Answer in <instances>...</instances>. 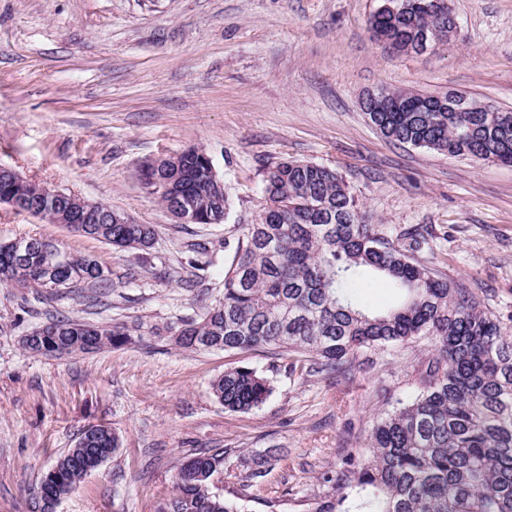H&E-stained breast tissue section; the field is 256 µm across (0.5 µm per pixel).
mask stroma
<instances>
[{
	"instance_id": "1",
	"label": "stroma",
	"mask_w": 512,
	"mask_h": 512,
	"mask_svg": "<svg viewBox=\"0 0 512 512\" xmlns=\"http://www.w3.org/2000/svg\"><path fill=\"white\" fill-rule=\"evenodd\" d=\"M448 3L457 29L447 43L396 54L367 26L383 0H0V164L156 229L151 248L120 251L0 206V240L53 241L98 260L112 282L96 304L0 287V512H37L33 487L100 424L119 450L55 512H157L180 465L208 448L225 449L216 490L244 512H309L325 494L320 474L363 447L387 399L408 391L423 340L338 382L289 369L272 350H186L171 336L222 298L266 169L281 159L336 168L371 223L423 228L436 268L486 311L512 315V167L390 142L361 106L390 88L512 109V0ZM189 147L224 181V223H177L139 177L143 162ZM197 243L209 249L201 270ZM51 313L124 325L132 341L23 350ZM240 364L273 392L230 413L211 384ZM271 450L280 459L262 485L242 490L247 460Z\"/></svg>"
}]
</instances>
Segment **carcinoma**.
<instances>
[{"label":"carcinoma","mask_w":512,"mask_h":512,"mask_svg":"<svg viewBox=\"0 0 512 512\" xmlns=\"http://www.w3.org/2000/svg\"><path fill=\"white\" fill-rule=\"evenodd\" d=\"M445 32L452 17H441L434 0H395L369 19L377 40L408 53L430 28ZM392 108L369 112V121L389 141L449 156H469L512 166V110L494 107L460 112L464 94L442 96L380 89ZM210 158L191 148L181 156L188 170ZM196 208L195 224L226 216L228 197H216L200 183L180 182ZM0 195H11L21 211L38 207L41 219L58 223V208L26 180ZM81 235L121 249L152 247L149 224H90ZM27 258L13 257L0 241V286L59 296L79 285L108 290V275L93 274L99 263L69 254L57 245L30 238ZM428 245L417 229L391 234L365 218L359 200L334 168L282 159L265 172L263 204L224 274V298L198 318L168 327L185 349L256 351L273 348L303 356L316 373L345 375L368 351L392 352L426 340L433 349L415 375L413 391L396 399L372 420L367 448L348 450L336 472L321 474L332 493L314 512H512V333L483 311L469 289L418 260ZM378 275L400 295L393 307L377 311L360 297L365 277ZM129 342L126 327L104 326L68 317L53 318L21 338L34 354L89 353ZM273 392L271 381L248 364L224 371L212 393L233 413L261 406ZM119 435L109 426L84 430L78 456L108 461ZM225 451L213 448L184 461L175 491L158 512H240L212 491ZM274 458L252 459L240 478L258 486ZM87 470L66 460L57 475L41 478L37 490L47 501L57 488L73 489Z\"/></svg>","instance_id":"cac0c4a2"}]
</instances>
